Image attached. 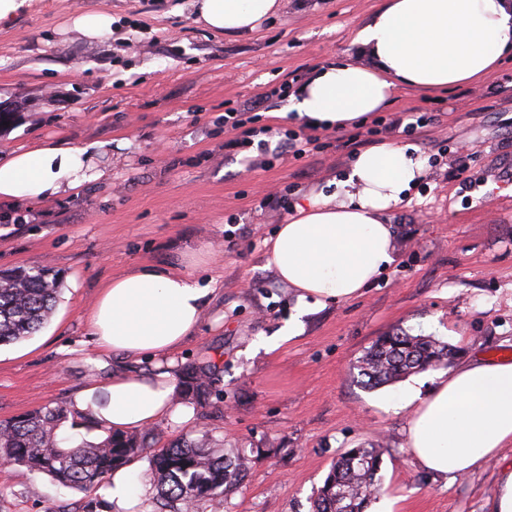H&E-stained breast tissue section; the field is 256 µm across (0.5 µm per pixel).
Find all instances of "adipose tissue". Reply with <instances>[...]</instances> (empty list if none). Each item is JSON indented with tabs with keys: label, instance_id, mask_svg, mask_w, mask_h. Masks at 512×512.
<instances>
[{
	"label": "adipose tissue",
	"instance_id": "obj_1",
	"mask_svg": "<svg viewBox=\"0 0 512 512\" xmlns=\"http://www.w3.org/2000/svg\"><path fill=\"white\" fill-rule=\"evenodd\" d=\"M281 0H193L196 20L228 36L256 31ZM358 56L317 67L292 90L294 119L318 129L343 127L382 111L402 86L445 89L475 83L512 51V0H385L359 28ZM108 140L77 146L44 143L0 157V201L42 205L104 180ZM416 146L382 145L360 152L340 194L310 192L294 204L267 251V266L298 301L315 306L360 294L395 261L387 214L425 175ZM208 288L180 272L138 267L101 288L88 316L97 347L127 358L149 356L152 373L113 372L107 385L86 387L73 403L96 425L141 432L170 417L188 421L177 404L173 353L196 331ZM406 445L425 471L457 478L497 462L487 512H512V361L476 356L449 370L428 394L408 388Z\"/></svg>",
	"mask_w": 512,
	"mask_h": 512
}]
</instances>
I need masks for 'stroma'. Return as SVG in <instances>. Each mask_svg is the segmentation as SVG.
Wrapping results in <instances>:
<instances>
[{"instance_id":"obj_1","label":"stroma","mask_w":512,"mask_h":512,"mask_svg":"<svg viewBox=\"0 0 512 512\" xmlns=\"http://www.w3.org/2000/svg\"><path fill=\"white\" fill-rule=\"evenodd\" d=\"M380 0H282L257 31L230 37L195 21L191 0H21L0 24V101H28L0 126V156L43 142L111 141V174L78 195L34 208L0 202V269L42 265L63 282L33 336L0 346V422L72 403L106 385L119 363L102 354L86 316L103 286L134 266L185 273L209 287L204 318L176 364L222 352L223 404L157 421L158 444L184 433L233 454L251 450L247 475L224 502L199 512H311L331 464L358 445L383 451L370 512H483L495 464L450 480L421 469L405 447L409 412L389 408L405 385L433 387L430 369L376 390L354 362L401 329L459 347L462 357L512 358V54L487 84L426 93L399 88L394 113L436 116L421 132L385 131L427 160L424 178L388 215L397 259L357 297L304 316L302 331L268 353L298 307L265 261V241L309 191L337 193L355 149L319 133V152L224 155V113L295 69L356 56L353 33ZM104 12L112 33L90 41L67 23ZM466 167L471 186L449 176ZM43 474L0 470V512H47L83 500Z\"/></svg>"}]
</instances>
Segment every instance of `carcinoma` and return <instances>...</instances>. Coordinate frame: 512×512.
<instances>
[{
  "label": "carcinoma",
  "mask_w": 512,
  "mask_h": 512,
  "mask_svg": "<svg viewBox=\"0 0 512 512\" xmlns=\"http://www.w3.org/2000/svg\"><path fill=\"white\" fill-rule=\"evenodd\" d=\"M62 281L50 269L34 265L0 270V345L40 331L59 300ZM458 350L431 336L396 331L379 337L358 360L360 384L372 389L410 374L446 367ZM221 382L213 361L179 367V401L202 406ZM65 405L42 407L0 422V459L46 474L66 488L87 492L135 458H147L155 494L149 512H198L200 504L222 501L247 470L241 453H217L190 436L155 447L151 431L118 433L107 429L97 442L73 443L59 431L69 421ZM382 451L350 448L330 467L317 490L312 512H366L381 491Z\"/></svg>",
  "instance_id": "obj_1"
}]
</instances>
